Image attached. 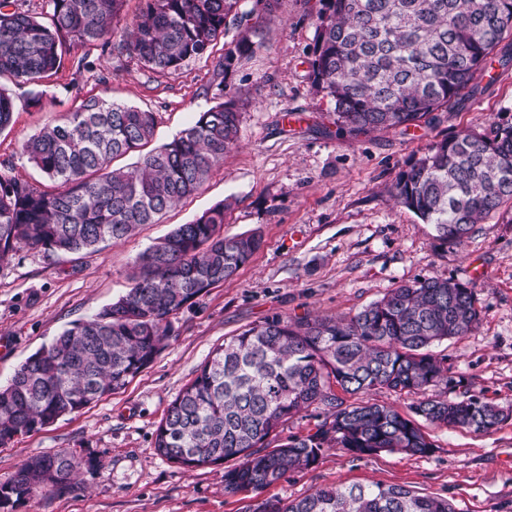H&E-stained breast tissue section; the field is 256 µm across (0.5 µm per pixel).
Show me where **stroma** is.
Listing matches in <instances>:
<instances>
[{
    "label": "stroma",
    "instance_id": "obj_1",
    "mask_svg": "<svg viewBox=\"0 0 512 512\" xmlns=\"http://www.w3.org/2000/svg\"><path fill=\"white\" fill-rule=\"evenodd\" d=\"M318 8V0H278L262 47L228 78L216 67L224 54L219 40L209 58L174 74L90 48L91 70H61L43 84L39 106L30 102V86L11 85L15 110L0 132V163L42 186L47 180L23 144L85 99L156 112V147L230 96L241 117L237 147L159 223L85 254L23 248L0 265V385L64 329L124 295L136 257L176 225L224 201L225 236L256 231L263 240L233 278L172 317L165 348L125 388L0 447V482L33 455L67 452L86 461L73 490L30 498L14 512H242L254 501H291L320 486L370 483L444 497L457 512H512V419L488 434L423 423L433 445L425 456L356 457L328 448L314 466L236 494L224 490L223 463L188 469L154 447L169 405L225 338L276 314L348 318L399 284L434 276L469 284L480 311L472 332L433 348L459 380L456 394L512 406V206L452 247L385 194L429 144L465 128L512 123V66L491 68L481 94L430 124L353 136L338 128L331 103L312 92L307 77Z\"/></svg>",
    "mask_w": 512,
    "mask_h": 512
}]
</instances>
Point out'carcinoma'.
Segmentation results:
<instances>
[{
    "label": "carcinoma",
    "instance_id": "cac0c4a2",
    "mask_svg": "<svg viewBox=\"0 0 512 512\" xmlns=\"http://www.w3.org/2000/svg\"><path fill=\"white\" fill-rule=\"evenodd\" d=\"M124 0H48L34 16L0 0V79L41 86L96 45L137 57L143 68L174 74L204 58L230 29L219 67L231 75L261 47L260 27L277 0H144L130 33L120 27ZM314 44L306 57L317 94L334 103L336 123L354 134L429 122L460 96L479 91L498 50L512 36V0H319ZM119 42H113L115 35ZM0 85V132L14 112ZM157 113L90 99L23 144L28 161L54 183L51 191L0 168V264L22 247L78 254L118 243L195 194L239 140L231 98L199 113L170 142L146 153ZM140 153L137 162L112 161ZM397 204L434 226L439 239L462 244L476 224L512 202V123L493 121L431 143L411 159L390 190ZM227 205L181 224L135 262L132 287L28 357L0 386V447L18 435L74 414L124 388L148 368L169 337L170 318L232 278L258 251L254 232L221 233ZM472 288L431 277L390 289L348 320L273 315L224 340L171 402L155 448L187 468L234 461L224 491L266 488L313 466L326 448L362 456L381 451L427 455L433 446L417 419L489 433L512 418L476 395L448 400L455 387L432 345L478 324ZM353 397L344 404L334 387ZM386 387L421 393L412 415L363 400ZM315 404L328 415L305 435L281 427ZM79 462L66 453L28 458L0 482V512L46 489L75 485ZM245 512H456L448 499L379 483L323 486L284 502L265 499Z\"/></svg>",
    "mask_w": 512,
    "mask_h": 512
}]
</instances>
